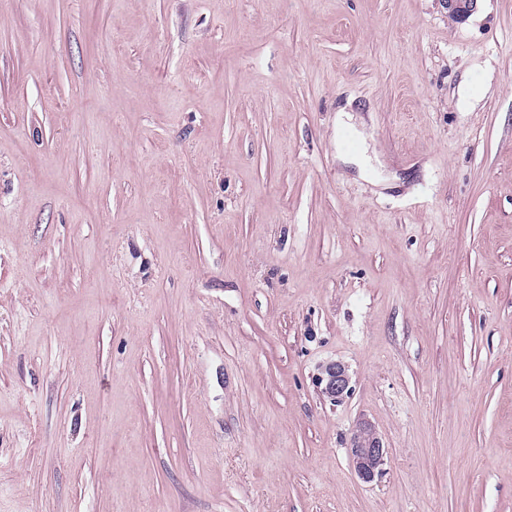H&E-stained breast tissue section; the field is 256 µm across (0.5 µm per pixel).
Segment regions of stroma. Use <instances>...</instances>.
Returning <instances> with one entry per match:
<instances>
[{"instance_id": "35a3bbf8", "label": "stroma", "mask_w": 512, "mask_h": 512, "mask_svg": "<svg viewBox=\"0 0 512 512\" xmlns=\"http://www.w3.org/2000/svg\"><path fill=\"white\" fill-rule=\"evenodd\" d=\"M0 512H512V0H0ZM489 88L487 80L480 71H474L473 74L466 78L463 87L459 92L458 108L460 111L466 112L472 110L480 101L483 92ZM318 384L322 386V395L334 405L342 403L352 392L349 370L338 360L321 366ZM349 453L354 471L363 482H372L382 474L388 450L368 421L359 422L353 429Z\"/></svg>"}]
</instances>
